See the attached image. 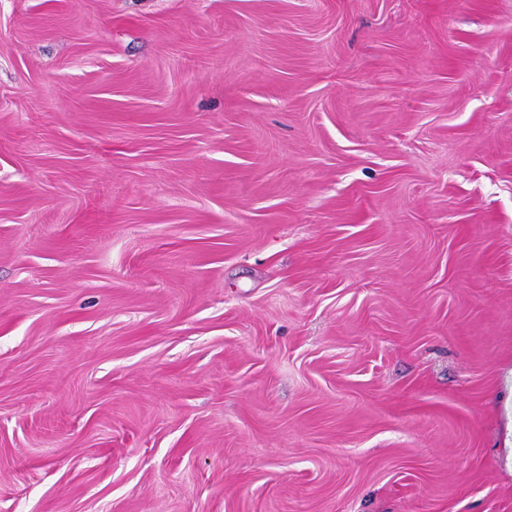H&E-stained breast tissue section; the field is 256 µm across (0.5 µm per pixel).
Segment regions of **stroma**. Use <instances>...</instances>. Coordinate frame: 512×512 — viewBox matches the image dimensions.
I'll return each mask as SVG.
<instances>
[{
  "instance_id": "1",
  "label": "stroma",
  "mask_w": 512,
  "mask_h": 512,
  "mask_svg": "<svg viewBox=\"0 0 512 512\" xmlns=\"http://www.w3.org/2000/svg\"><path fill=\"white\" fill-rule=\"evenodd\" d=\"M0 512H512V0H0Z\"/></svg>"
}]
</instances>
